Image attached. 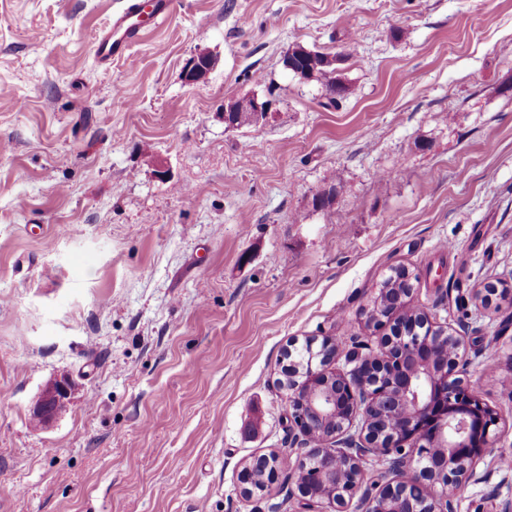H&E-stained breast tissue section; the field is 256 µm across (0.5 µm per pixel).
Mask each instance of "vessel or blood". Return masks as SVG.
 Segmentation results:
<instances>
[{
	"label": "vessel or blood",
	"instance_id": "b4317fda",
	"mask_svg": "<svg viewBox=\"0 0 512 512\" xmlns=\"http://www.w3.org/2000/svg\"><path fill=\"white\" fill-rule=\"evenodd\" d=\"M172 0H123L122 8L100 32L94 51L98 65L128 58L131 45L141 32L169 15Z\"/></svg>",
	"mask_w": 512,
	"mask_h": 512
}]
</instances>
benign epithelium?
Listing matches in <instances>:
<instances>
[{"mask_svg": "<svg viewBox=\"0 0 512 512\" xmlns=\"http://www.w3.org/2000/svg\"><path fill=\"white\" fill-rule=\"evenodd\" d=\"M214 65L205 52L184 69L189 84H200ZM273 103L257 95L224 104L227 127L233 112H252L266 121ZM392 279L407 284L385 307L371 297L361 309L370 327L391 322L375 356L349 354L347 370L335 367L342 352L336 338H310L303 358L285 350L288 364L279 385L285 391L292 426L313 444L292 466L303 512H448L454 491L484 461V448L496 414L464 384L459 366L466 351L463 336L448 333V322L415 302L407 269ZM69 381L44 391L32 411L42 424L63 405ZM381 459L382 476L365 479L363 462ZM279 458L261 455L247 463L240 482L248 498L272 491ZM441 485L431 496L423 481Z\"/></svg>", "mask_w": 512, "mask_h": 512, "instance_id": "1", "label": "benign epithelium"}]
</instances>
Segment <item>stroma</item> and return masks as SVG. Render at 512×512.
Wrapping results in <instances>:
<instances>
[{
  "label": "stroma",
  "mask_w": 512,
  "mask_h": 512,
  "mask_svg": "<svg viewBox=\"0 0 512 512\" xmlns=\"http://www.w3.org/2000/svg\"><path fill=\"white\" fill-rule=\"evenodd\" d=\"M118 0H0V512H301L288 345L376 352L393 269L457 336L498 416L456 512L512 498V0H174L97 66ZM353 55L324 108L292 45ZM216 59L205 83L183 69ZM275 100L229 128L225 102ZM165 165L169 179L157 178ZM329 206L313 205L331 186ZM506 284L488 306L476 288ZM67 404L32 411L53 382ZM214 65V59L207 52H199L193 56L184 69V79L188 84L203 83ZM279 460L276 456L261 455L247 463L243 467L240 477L242 494L248 498L255 495H269L272 491L275 473L280 468ZM258 469L263 470L264 478L262 484L256 485L254 474Z\"/></svg>",
  "instance_id": "1"
}]
</instances>
